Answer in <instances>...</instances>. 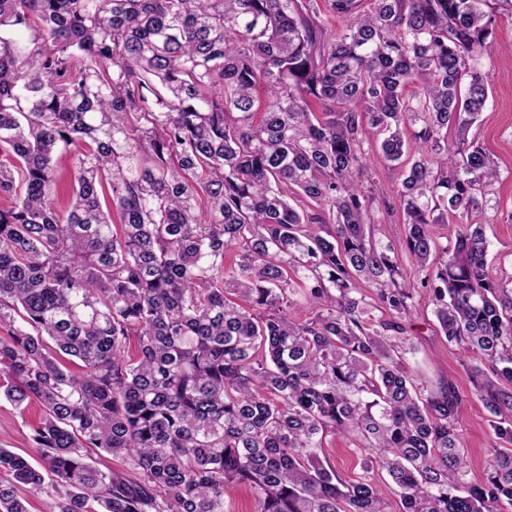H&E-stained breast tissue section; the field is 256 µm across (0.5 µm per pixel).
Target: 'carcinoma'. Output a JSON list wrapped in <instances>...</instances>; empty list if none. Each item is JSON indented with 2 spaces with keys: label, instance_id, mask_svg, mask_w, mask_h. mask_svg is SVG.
I'll list each match as a JSON object with an SVG mask.
<instances>
[{
  "label": "carcinoma",
  "instance_id": "carcinoma-1",
  "mask_svg": "<svg viewBox=\"0 0 512 512\" xmlns=\"http://www.w3.org/2000/svg\"><path fill=\"white\" fill-rule=\"evenodd\" d=\"M328 2L336 32L318 0H0V399L42 410L38 465L0 447V512H29L21 485L50 512H224L240 484L255 512H512V290L468 223L498 178L469 138L478 63L512 0ZM370 135L403 169L408 268L360 185ZM417 288L491 368L480 482L461 393L406 358ZM329 433L361 476L321 459Z\"/></svg>",
  "mask_w": 512,
  "mask_h": 512
}]
</instances>
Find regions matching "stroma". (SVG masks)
Instances as JSON below:
<instances>
[{"label":"stroma","instance_id":"obj_1","mask_svg":"<svg viewBox=\"0 0 512 512\" xmlns=\"http://www.w3.org/2000/svg\"><path fill=\"white\" fill-rule=\"evenodd\" d=\"M490 93L486 106L472 126L470 135L486 148L494 161L499 179L486 190L480 207L473 211L469 221L486 227L489 240L488 263L491 276L505 288L512 289V19L498 20L493 49L480 62ZM368 164L374 182L381 186L388 209L379 210L380 222L377 238L401 245L405 236L403 216L398 209L396 189L401 170L377 155V139H369ZM412 307V323L419 335V343L410 360L419 378L428 385L452 381L464 395L460 410V429L468 478L480 481L484 475L485 461L490 452V414L474 394V381L469 366L478 362L476 353H461L437 331L438 323L434 306L427 292L416 293ZM37 404H29L22 411L6 401H0V440L24 454L29 452L30 428L40 416Z\"/></svg>","mask_w":512,"mask_h":512}]
</instances>
